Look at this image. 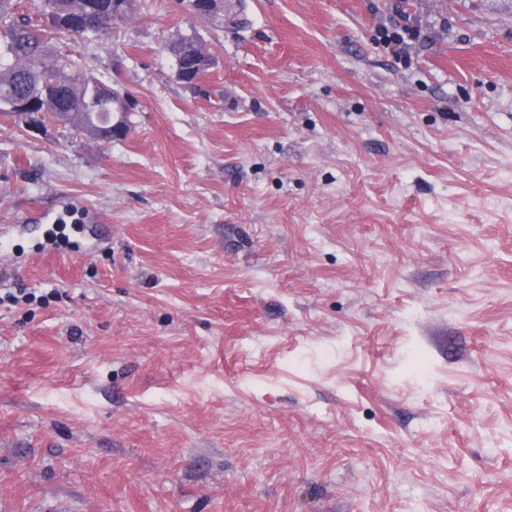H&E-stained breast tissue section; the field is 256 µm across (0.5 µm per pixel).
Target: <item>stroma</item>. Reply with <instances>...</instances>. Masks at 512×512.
I'll return each instance as SVG.
<instances>
[{
	"instance_id": "35a3bbf8",
	"label": "stroma",
	"mask_w": 512,
	"mask_h": 512,
	"mask_svg": "<svg viewBox=\"0 0 512 512\" xmlns=\"http://www.w3.org/2000/svg\"><path fill=\"white\" fill-rule=\"evenodd\" d=\"M226 9L50 41L122 140L0 116V512H512V0ZM202 41L195 35L184 36L177 41L171 42L166 46L167 52L170 54L174 67H181L185 61V54L189 50L195 51L197 46Z\"/></svg>"
}]
</instances>
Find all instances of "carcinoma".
I'll return each instance as SVG.
<instances>
[{
  "label": "carcinoma",
  "instance_id": "obj_1",
  "mask_svg": "<svg viewBox=\"0 0 512 512\" xmlns=\"http://www.w3.org/2000/svg\"><path fill=\"white\" fill-rule=\"evenodd\" d=\"M17 8V0H0V114H14L13 105L20 100L54 98L61 91V120L89 131L95 125L92 96H110L112 88L92 74L93 60L76 66L69 55L60 54L45 62L50 34L70 33L58 20L82 16L85 26L76 37L87 45L94 44L128 16L123 0H40L36 14L19 13ZM199 43L195 35L169 43L166 50L174 66H182L186 52L196 50Z\"/></svg>",
  "mask_w": 512,
  "mask_h": 512
}]
</instances>
